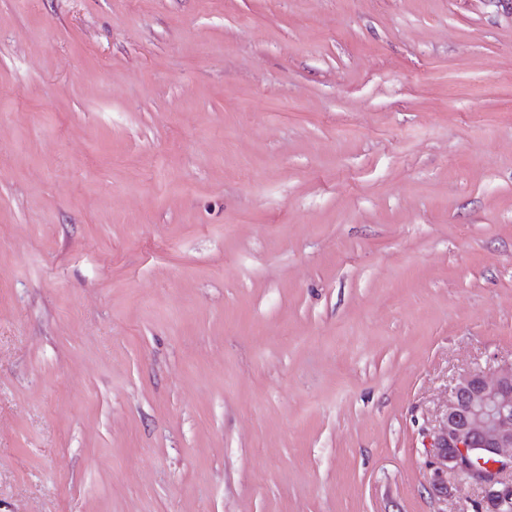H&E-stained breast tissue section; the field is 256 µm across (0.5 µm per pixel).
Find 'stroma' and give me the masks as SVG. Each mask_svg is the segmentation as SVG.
Returning <instances> with one entry per match:
<instances>
[{"instance_id": "35a3bbf8", "label": "stroma", "mask_w": 512, "mask_h": 512, "mask_svg": "<svg viewBox=\"0 0 512 512\" xmlns=\"http://www.w3.org/2000/svg\"><path fill=\"white\" fill-rule=\"evenodd\" d=\"M512 361V0H0V512H451ZM432 447L434 487L451 497V473L477 491L458 512L512 511V363L455 381Z\"/></svg>"}]
</instances>
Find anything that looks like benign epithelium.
I'll return each mask as SVG.
<instances>
[{
	"label": "benign epithelium",
	"mask_w": 512,
	"mask_h": 512,
	"mask_svg": "<svg viewBox=\"0 0 512 512\" xmlns=\"http://www.w3.org/2000/svg\"><path fill=\"white\" fill-rule=\"evenodd\" d=\"M428 466L448 495L450 473L476 489L463 512H512V366L455 381Z\"/></svg>",
	"instance_id": "obj_1"
}]
</instances>
